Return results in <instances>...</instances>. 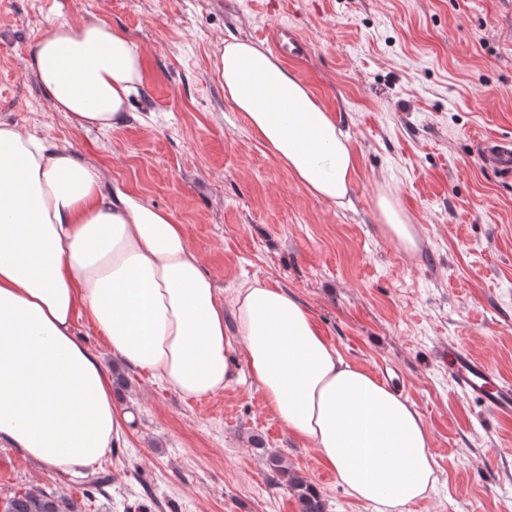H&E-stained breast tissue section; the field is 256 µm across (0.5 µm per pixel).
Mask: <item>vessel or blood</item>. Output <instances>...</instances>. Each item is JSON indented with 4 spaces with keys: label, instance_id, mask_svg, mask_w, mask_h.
<instances>
[{
    "label": "vessel or blood",
    "instance_id": "b4317fda",
    "mask_svg": "<svg viewBox=\"0 0 512 512\" xmlns=\"http://www.w3.org/2000/svg\"><path fill=\"white\" fill-rule=\"evenodd\" d=\"M479 149L487 166L512 174L511 139L489 138ZM448 371L463 394L479 400L499 420H512V384L497 379L484 360L456 350L448 356Z\"/></svg>",
    "mask_w": 512,
    "mask_h": 512
}]
</instances>
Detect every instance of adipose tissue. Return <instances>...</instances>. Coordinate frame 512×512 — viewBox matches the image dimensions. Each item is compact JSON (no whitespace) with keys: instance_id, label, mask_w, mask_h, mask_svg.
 I'll use <instances>...</instances> for the list:
<instances>
[{"instance_id":"ef3b65f1","label":"adipose tissue","mask_w":512,"mask_h":512,"mask_svg":"<svg viewBox=\"0 0 512 512\" xmlns=\"http://www.w3.org/2000/svg\"><path fill=\"white\" fill-rule=\"evenodd\" d=\"M28 65L79 130L123 125L143 77L142 52L98 20L55 26ZM215 71L300 185L349 203V139L302 82L242 40L224 43ZM79 319L114 359L182 397L248 383L375 512H400L435 485L415 405L347 362L288 292L254 281L223 301L169 212L105 186L99 167L52 138L0 123V443L74 476L118 447L131 422L101 360L76 340Z\"/></svg>"}]
</instances>
